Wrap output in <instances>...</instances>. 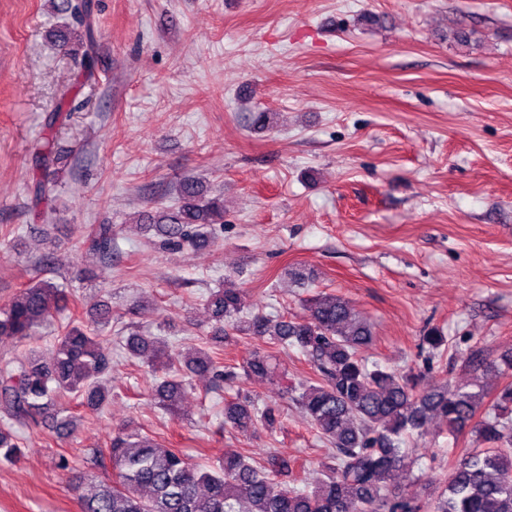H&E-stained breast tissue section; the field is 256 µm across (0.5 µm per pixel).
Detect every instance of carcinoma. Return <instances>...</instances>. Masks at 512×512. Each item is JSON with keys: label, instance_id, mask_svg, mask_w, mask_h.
<instances>
[{"label": "carcinoma", "instance_id": "carcinoma-1", "mask_svg": "<svg viewBox=\"0 0 512 512\" xmlns=\"http://www.w3.org/2000/svg\"><path fill=\"white\" fill-rule=\"evenodd\" d=\"M53 10L72 20L70 31L84 48L88 73L96 61L95 29L89 0H50ZM273 113L252 112L255 131L272 127ZM44 173L34 187L35 206L57 196L54 165L59 157L53 144L41 152ZM174 200L140 214L139 224L170 249L208 246L224 233V198L207 195L204 185L184 179L173 187ZM89 248L102 259L112 257V225L93 224ZM61 272L46 254L28 284L0 307V336L27 340L67 307L72 294L57 282ZM244 290L229 277L209 290L210 346L175 351L150 333L132 330L125 339L127 354L146 359L166 377L153 391L157 404L177 413L185 397L188 375L230 381L221 370L219 353L227 336L266 338L274 345L296 346L313 365L317 378L289 388L292 400L310 424L335 448V464L322 478L302 488L274 490L270 474L289 473L297 461L276 453L255 465L240 451L224 450V460L209 470L175 448H164L147 435L126 427L112 430L106 453L95 463L105 471L90 493L81 498L82 512H512V383L504 384L484 408L486 392L443 379L428 389L418 388V376L368 366L360 349L373 341L369 322L348 302L318 294L305 300L301 317L243 315ZM84 322L72 319L56 336L50 356L24 350L0 370V464L22 455L13 423L38 424V418L59 430L73 428V416L58 406L69 394L93 411L104 406L112 390L111 358L103 337L112 331L113 310L98 300ZM420 351L430 360L448 349V337L436 328L421 337ZM464 364L478 371L495 362L472 350ZM278 367L273 355L253 353L243 363L247 376H272ZM279 410L259 407L248 397L224 401V424L246 433L262 424L277 429ZM458 437L466 434L472 446L458 448L461 459L443 484L412 474L413 462L402 445L413 436L428 434L433 421ZM112 474H107V471Z\"/></svg>", "mask_w": 512, "mask_h": 512}]
</instances>
